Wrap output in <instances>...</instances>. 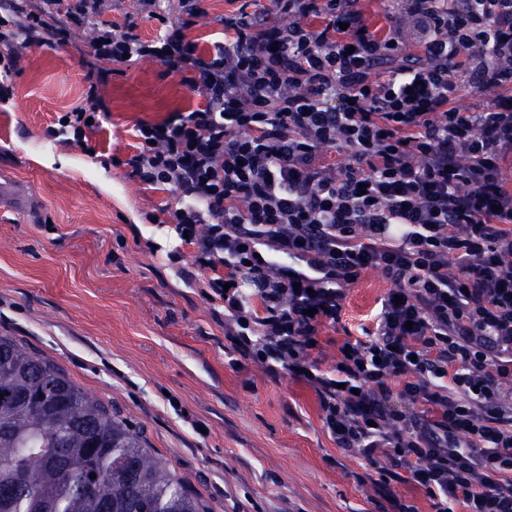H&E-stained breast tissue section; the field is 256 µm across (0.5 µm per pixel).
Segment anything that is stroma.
Returning a JSON list of instances; mask_svg holds the SVG:
<instances>
[{
    "mask_svg": "<svg viewBox=\"0 0 512 512\" xmlns=\"http://www.w3.org/2000/svg\"><path fill=\"white\" fill-rule=\"evenodd\" d=\"M364 9L416 47L405 0ZM87 41L29 50L0 105V336L111 404L204 512H379L377 474L336 447L313 391L239 353L204 296L206 271L175 258L173 231L144 218L167 196L121 164L133 125L199 97L156 63L130 62L103 89L111 117L90 150L44 138L56 113L80 101ZM388 287L368 271L350 288L341 324L311 352L321 372L345 338L366 339Z\"/></svg>",
    "mask_w": 512,
    "mask_h": 512,
    "instance_id": "obj_1",
    "label": "stroma"
}]
</instances>
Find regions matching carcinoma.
<instances>
[{
    "instance_id": "carcinoma-1",
    "label": "carcinoma",
    "mask_w": 512,
    "mask_h": 512,
    "mask_svg": "<svg viewBox=\"0 0 512 512\" xmlns=\"http://www.w3.org/2000/svg\"><path fill=\"white\" fill-rule=\"evenodd\" d=\"M1 394L0 512H200L101 400L2 336Z\"/></svg>"
}]
</instances>
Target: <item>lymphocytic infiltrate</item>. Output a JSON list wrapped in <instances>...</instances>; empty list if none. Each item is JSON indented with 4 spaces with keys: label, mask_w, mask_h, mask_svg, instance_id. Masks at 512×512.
I'll return each instance as SVG.
<instances>
[{
    "label": "lymphocytic infiltrate",
    "mask_w": 512,
    "mask_h": 512,
    "mask_svg": "<svg viewBox=\"0 0 512 512\" xmlns=\"http://www.w3.org/2000/svg\"><path fill=\"white\" fill-rule=\"evenodd\" d=\"M178 2L172 16L165 0H136L116 23L113 0H0V102L29 49L78 30L91 57L180 76L199 107L136 120L125 164L169 194L146 219L209 270L225 335L309 383L337 448L376 469L392 512H415L393 482L435 512H512V0H406L414 53L398 30H368L362 0H269L281 24L227 0L224 38L204 53L188 34L206 0ZM142 18L157 21L153 39ZM465 71L494 93L483 111L455 103ZM107 82L88 70L81 103L44 138L77 147L102 131ZM368 270L392 284L375 329L321 373L313 344Z\"/></svg>",
    "instance_id": "lymphocytic-infiltrate-1"
}]
</instances>
